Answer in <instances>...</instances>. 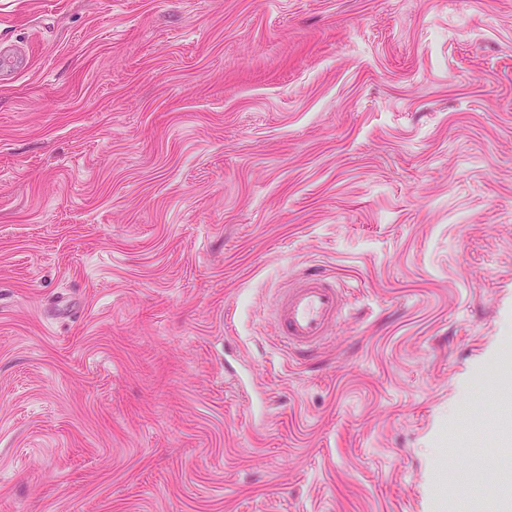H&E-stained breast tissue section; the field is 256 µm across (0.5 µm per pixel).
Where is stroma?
I'll return each instance as SVG.
<instances>
[{"label":"stroma","instance_id":"35a3bbf8","mask_svg":"<svg viewBox=\"0 0 512 512\" xmlns=\"http://www.w3.org/2000/svg\"><path fill=\"white\" fill-rule=\"evenodd\" d=\"M497 448L512 0H0V512H477ZM345 291L319 270H301L283 288L274 310L285 352L304 358L320 348L345 314Z\"/></svg>","mask_w":512,"mask_h":512}]
</instances>
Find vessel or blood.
<instances>
[{"label":"vessel or blood","instance_id":"obj_1","mask_svg":"<svg viewBox=\"0 0 512 512\" xmlns=\"http://www.w3.org/2000/svg\"><path fill=\"white\" fill-rule=\"evenodd\" d=\"M345 314V290L319 270H301L282 289L274 310L285 352L304 358L320 348Z\"/></svg>","mask_w":512,"mask_h":512}]
</instances>
